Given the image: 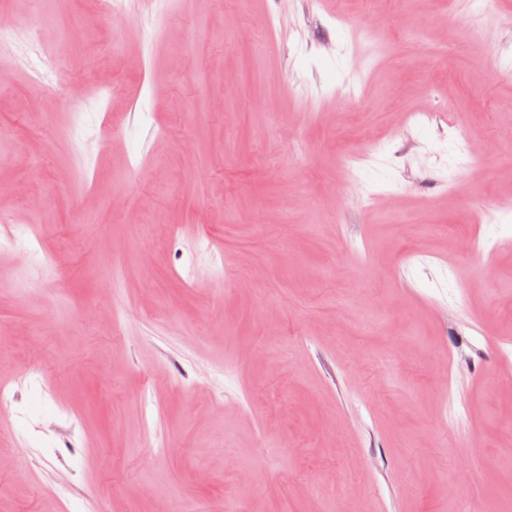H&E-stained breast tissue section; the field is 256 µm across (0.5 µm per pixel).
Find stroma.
<instances>
[{
    "mask_svg": "<svg viewBox=\"0 0 512 512\" xmlns=\"http://www.w3.org/2000/svg\"><path fill=\"white\" fill-rule=\"evenodd\" d=\"M1 11L0 512L512 506V0ZM34 231L28 227H14L3 225L0 228V248H8L12 251H21L25 256L32 254L28 248H23L20 242H29Z\"/></svg>",
    "mask_w": 512,
    "mask_h": 512,
    "instance_id": "stroma-1",
    "label": "stroma"
}]
</instances>
